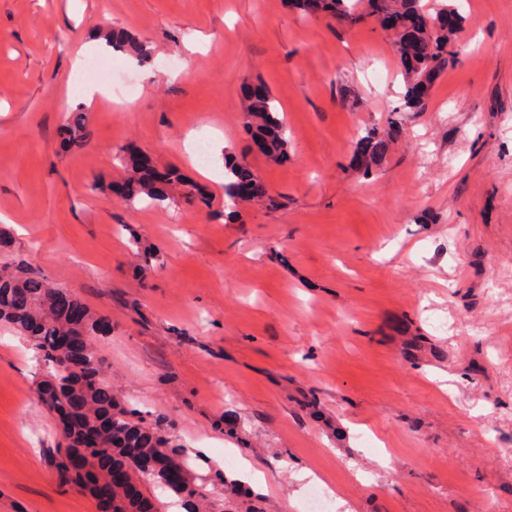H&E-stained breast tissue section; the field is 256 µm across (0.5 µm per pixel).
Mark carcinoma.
Returning <instances> with one entry per match:
<instances>
[{"label": "carcinoma", "instance_id": "carcinoma-1", "mask_svg": "<svg viewBox=\"0 0 512 512\" xmlns=\"http://www.w3.org/2000/svg\"><path fill=\"white\" fill-rule=\"evenodd\" d=\"M351 22L370 15H386L400 23L423 12L418 0H297V8L308 14L318 7ZM441 13L453 17L451 23L437 27L425 26L417 31L416 41L407 45L396 38L395 46L404 63L409 79V104L422 105L427 95L423 83L448 69L456 56L453 36L459 24L458 13L444 8ZM245 112L255 124L258 138L264 143L265 154L277 157L286 142L285 126L278 118L269 93L245 102ZM363 142L367 149L359 155V166L370 172L377 132L369 130ZM224 208L234 213L247 201L241 187L252 184L247 167L235 160L224 164ZM173 172L158 174L153 169L137 170L123 182L120 199L132 202L137 198L155 199L163 196L164 186H174ZM59 289L48 286L41 276L0 274V320L8 322L32 342L41 360L53 370V378L41 384L52 388L48 397H41L46 408L65 419L74 416L80 425L97 426V410L109 409L108 428L102 436L81 446L59 448L55 467L60 481L69 483L91 479L72 468V452L83 454L82 466L88 471L105 459L112 460V472L124 475V480L111 490L104 512H159L157 501L144 494L142 485L149 478L164 486L183 501L186 512H208L205 490L191 481L183 451L171 446L160 426L145 424L139 412L125 401L112 407V391L106 385L99 366L97 351L88 336L102 326L106 318L72 299L85 312L84 321L73 322L57 305ZM81 343L85 351L82 363L70 364V344L62 338Z\"/></svg>", "mask_w": 512, "mask_h": 512}]
</instances>
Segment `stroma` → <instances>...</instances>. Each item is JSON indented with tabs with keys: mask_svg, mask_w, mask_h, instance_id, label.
<instances>
[{
	"mask_svg": "<svg viewBox=\"0 0 512 512\" xmlns=\"http://www.w3.org/2000/svg\"><path fill=\"white\" fill-rule=\"evenodd\" d=\"M455 9L457 54L422 111L391 31L288 0H0V267L108 315L113 394L183 448L195 482L259 471L257 512H512V0ZM147 44L141 63L109 31ZM124 68L129 108L73 89ZM181 56L182 67L170 64ZM264 83L287 158L256 154ZM82 111L87 141L61 136ZM387 140L372 174L361 137ZM210 162L200 164L198 139ZM205 204H127L129 153ZM265 195L224 217V158ZM278 206H270V198ZM37 350L0 323V512H99L62 484Z\"/></svg>",
	"mask_w": 512,
	"mask_h": 512,
	"instance_id": "obj_1",
	"label": "stroma"
}]
</instances>
